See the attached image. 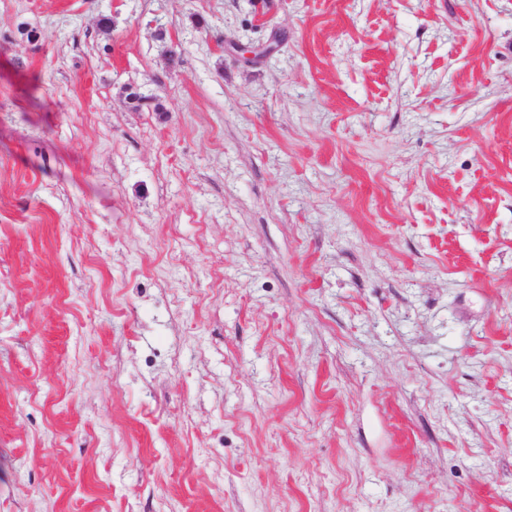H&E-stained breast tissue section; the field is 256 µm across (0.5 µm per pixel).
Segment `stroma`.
<instances>
[{"mask_svg":"<svg viewBox=\"0 0 512 512\" xmlns=\"http://www.w3.org/2000/svg\"><path fill=\"white\" fill-rule=\"evenodd\" d=\"M0 512H512V0H0Z\"/></svg>","mask_w":512,"mask_h":512,"instance_id":"35a3bbf8","label":"stroma"}]
</instances>
